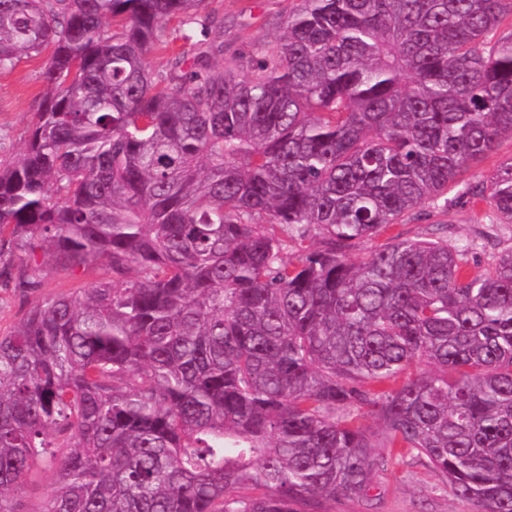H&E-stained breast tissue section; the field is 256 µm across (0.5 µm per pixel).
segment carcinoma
Wrapping results in <instances>:
<instances>
[{
	"mask_svg": "<svg viewBox=\"0 0 512 512\" xmlns=\"http://www.w3.org/2000/svg\"><path fill=\"white\" fill-rule=\"evenodd\" d=\"M203 4L0 0V71L50 51L0 166V280L112 272L0 334V512H333L373 488L366 409L383 447L512 512V249L348 258L460 186L512 224V158L465 178L512 137V0H298L235 70ZM173 18L190 50L153 72ZM511 157L512 139L508 136L502 137L499 140L496 149L484 160L471 168V171L466 176V179L472 183L486 180L500 163ZM57 469L54 465L43 462L36 466L27 476L21 496L28 507L37 504L49 495L56 486Z\"/></svg>",
	"mask_w": 512,
	"mask_h": 512,
	"instance_id": "1",
	"label": "carcinoma"
}]
</instances>
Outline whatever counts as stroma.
Returning a JSON list of instances; mask_svg holds the SVG:
<instances>
[{"instance_id":"35a3bbf8","label":"stroma","mask_w":512,"mask_h":512,"mask_svg":"<svg viewBox=\"0 0 512 512\" xmlns=\"http://www.w3.org/2000/svg\"><path fill=\"white\" fill-rule=\"evenodd\" d=\"M296 0H206L205 9L224 18V66L237 68L239 58L255 44L272 42L279 36ZM46 56L22 60L16 68L0 72V165L16 164L22 156L28 130L45 92L41 74ZM491 210L486 203L458 197L449 214L424 205L419 215L390 227L389 233L404 238L434 237L437 225L448 227L449 243L477 241L474 260L489 267L499 251L512 247V224L490 227ZM106 268L88 271L51 270L39 288L26 292L0 286V332L17 322L42 298L72 293L106 278ZM386 464L374 472L379 488L366 500H340L335 512H477L473 502L457 498L442 477L419 459L387 456L378 448Z\"/></svg>"}]
</instances>
